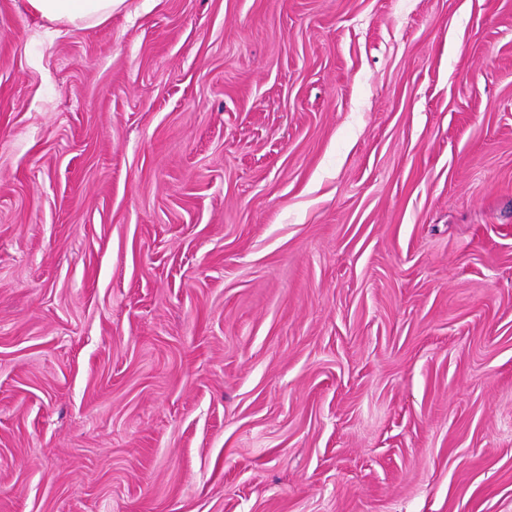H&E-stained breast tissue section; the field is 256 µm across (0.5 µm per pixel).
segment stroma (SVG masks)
Returning a JSON list of instances; mask_svg holds the SVG:
<instances>
[{
	"mask_svg": "<svg viewBox=\"0 0 512 512\" xmlns=\"http://www.w3.org/2000/svg\"><path fill=\"white\" fill-rule=\"evenodd\" d=\"M0 512H512V0H0ZM119 2L121 0H27L29 10L41 19L77 28L108 21Z\"/></svg>",
	"mask_w": 512,
	"mask_h": 512,
	"instance_id": "stroma-1",
	"label": "stroma"
}]
</instances>
